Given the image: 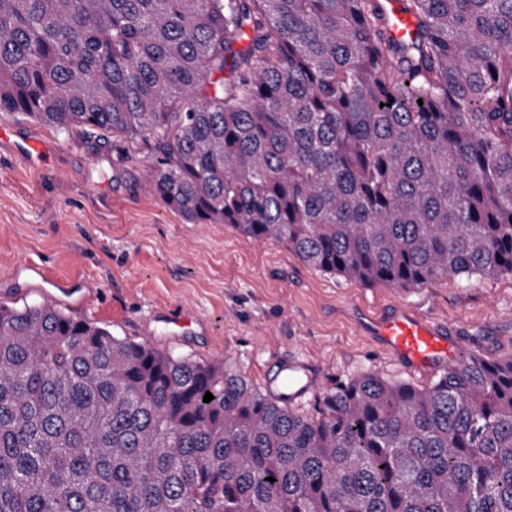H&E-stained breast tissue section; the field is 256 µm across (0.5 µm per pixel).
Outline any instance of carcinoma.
<instances>
[{
	"mask_svg": "<svg viewBox=\"0 0 512 512\" xmlns=\"http://www.w3.org/2000/svg\"><path fill=\"white\" fill-rule=\"evenodd\" d=\"M400 2L405 39L381 0H0V112L143 145L188 223L333 277L512 275V0ZM0 512H512V354L312 415L0 303ZM386 13L392 22V32L395 37L401 38L412 34L414 21L402 11L401 2L398 0H384Z\"/></svg>",
	"mask_w": 512,
	"mask_h": 512,
	"instance_id": "1",
	"label": "carcinoma"
}]
</instances>
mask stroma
I'll use <instances>...</instances> for the list:
<instances>
[{
	"label": "stroma",
	"instance_id": "obj_1",
	"mask_svg": "<svg viewBox=\"0 0 512 512\" xmlns=\"http://www.w3.org/2000/svg\"><path fill=\"white\" fill-rule=\"evenodd\" d=\"M23 140L38 145L33 159L16 154ZM151 162L144 148L128 158L96 134L0 115V303L49 301L178 357L229 359L267 394L303 365L315 383L295 403L308 413L361 370L433 381L364 330L396 305L450 326L457 358L512 353L511 275L366 288L312 269L280 243L187 223L145 188ZM175 308L188 317L179 329L166 320Z\"/></svg>",
	"mask_w": 512,
	"mask_h": 512
}]
</instances>
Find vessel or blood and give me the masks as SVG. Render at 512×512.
I'll list each match as a JSON object with an SVG mask.
<instances>
[{
  "instance_id": "obj_1",
  "label": "vessel or blood",
  "mask_w": 512,
  "mask_h": 512,
  "mask_svg": "<svg viewBox=\"0 0 512 512\" xmlns=\"http://www.w3.org/2000/svg\"><path fill=\"white\" fill-rule=\"evenodd\" d=\"M384 3L394 36L401 38L412 34L414 22L403 12L399 0H384ZM370 330L383 348L409 368L430 370L453 361L452 330L411 311L380 315L371 323Z\"/></svg>"
}]
</instances>
